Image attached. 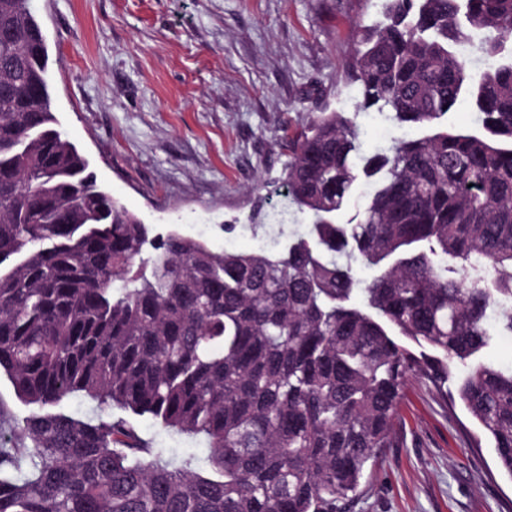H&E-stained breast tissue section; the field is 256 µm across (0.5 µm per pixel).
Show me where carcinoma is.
<instances>
[{
	"instance_id": "cac0c4a2",
	"label": "carcinoma",
	"mask_w": 512,
	"mask_h": 512,
	"mask_svg": "<svg viewBox=\"0 0 512 512\" xmlns=\"http://www.w3.org/2000/svg\"><path fill=\"white\" fill-rule=\"evenodd\" d=\"M382 8L355 25L356 111L423 134L362 156L352 118L313 116L284 176L313 223L244 253L118 204L58 128L33 0H0V375L35 407L20 439L0 415V512H345L410 378L446 394L458 365L512 475V369L475 360L512 336V0ZM464 102L481 130L448 125ZM361 176L362 219L336 223ZM76 393L123 415L58 410ZM131 416L204 437L212 475Z\"/></svg>"
}]
</instances>
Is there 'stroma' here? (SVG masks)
I'll use <instances>...</instances> for the list:
<instances>
[{
	"instance_id": "obj_1",
	"label": "stroma",
	"mask_w": 512,
	"mask_h": 512,
	"mask_svg": "<svg viewBox=\"0 0 512 512\" xmlns=\"http://www.w3.org/2000/svg\"><path fill=\"white\" fill-rule=\"evenodd\" d=\"M380 0H34L61 130L98 182L153 233L212 250L275 251L310 216L282 184L288 138L354 113L365 153L406 135L355 110V23ZM165 458L209 468L205 438L133 420ZM347 512H512V475L461 402L420 378Z\"/></svg>"
}]
</instances>
